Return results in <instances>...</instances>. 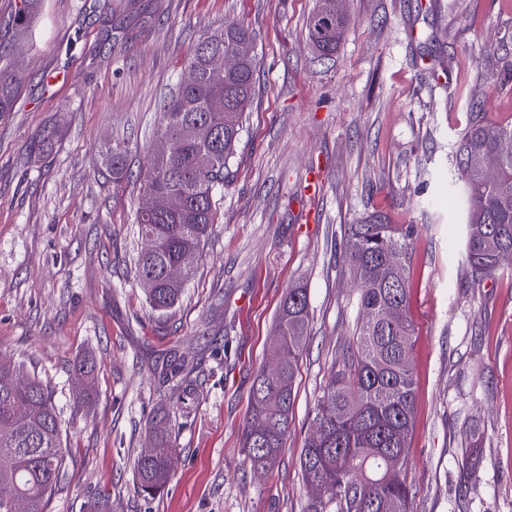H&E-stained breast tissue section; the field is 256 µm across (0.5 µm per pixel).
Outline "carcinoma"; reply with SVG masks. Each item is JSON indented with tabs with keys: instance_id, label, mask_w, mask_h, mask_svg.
<instances>
[{
	"instance_id": "carcinoma-1",
	"label": "carcinoma",
	"mask_w": 512,
	"mask_h": 512,
	"mask_svg": "<svg viewBox=\"0 0 512 512\" xmlns=\"http://www.w3.org/2000/svg\"><path fill=\"white\" fill-rule=\"evenodd\" d=\"M41 0H21L11 36H28L39 14ZM346 26L336 0H316L308 18V39L318 54L336 53ZM255 42L245 28L230 33L219 27L196 44L184 70L195 74L164 104L160 138L170 149L150 160L143 193L161 192L180 201L174 212L140 211L137 224L150 248L137 255L135 274L152 309L167 311L179 301L183 283L196 271L201 249L217 223L215 189L224 185L229 160L242 131V116L255 92ZM239 58L235 70H216L209 58L216 54ZM23 79L17 63L0 53V112H10ZM224 99V111L210 103ZM470 117L460 133L453 155L451 183L464 202V278L476 284L493 276L499 266L494 253L512 249V153L497 151L499 142L512 140V124L486 118L484 108L469 103ZM214 130L217 136L209 137ZM126 147L110 146L102 161L119 186L127 174ZM480 154L498 179L487 184L483 172L470 164ZM414 240L411 224H390L372 214L351 224L343 236V251L350 270L360 267L366 278L358 288V322L342 366L334 371L317 400L311 430L304 440L300 468L309 496L304 512H411L412 491L406 482V448L411 440L416 381L410 358L416 325L409 314L405 275ZM388 261L399 263L390 277L379 276ZM177 269L181 278L165 272ZM311 321L307 289H288L275 318L274 331L281 357L279 373L261 369L250 389V412L242 429L245 461L251 468L271 472L279 462L291 432L296 400L298 361ZM11 359L0 356V512H47L52 493L63 479L65 449L61 420L52 391L34 376L19 377ZM189 360H173L166 377L173 395L185 400ZM175 425L166 409L149 422L150 448L139 453L134 468L139 488L153 494L167 483L178 463L172 434Z\"/></svg>"
}]
</instances>
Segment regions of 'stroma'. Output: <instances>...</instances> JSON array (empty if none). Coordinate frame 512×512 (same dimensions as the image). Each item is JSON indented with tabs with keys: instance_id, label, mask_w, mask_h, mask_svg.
Wrapping results in <instances>:
<instances>
[{
	"instance_id": "obj_1",
	"label": "stroma",
	"mask_w": 512,
	"mask_h": 512,
	"mask_svg": "<svg viewBox=\"0 0 512 512\" xmlns=\"http://www.w3.org/2000/svg\"><path fill=\"white\" fill-rule=\"evenodd\" d=\"M313 5L43 0L19 43L24 79L0 113V353L46 382L60 413L67 460L48 512H94L103 499L111 512H303V441L359 318L342 236L374 212L416 227L412 512H512V263L461 284L464 216L448 194L469 100L512 121V83L497 80L512 0H346L328 59L307 39ZM228 24L256 37L255 95L196 273L158 314L134 270L141 185L185 58ZM112 143L126 145L131 170L118 190L101 168ZM295 284L310 335L288 442L259 474L241 429ZM174 351L196 364L182 403L151 369ZM84 358L95 387L80 403ZM160 408L176 419L179 460L148 496L134 461Z\"/></svg>"
}]
</instances>
